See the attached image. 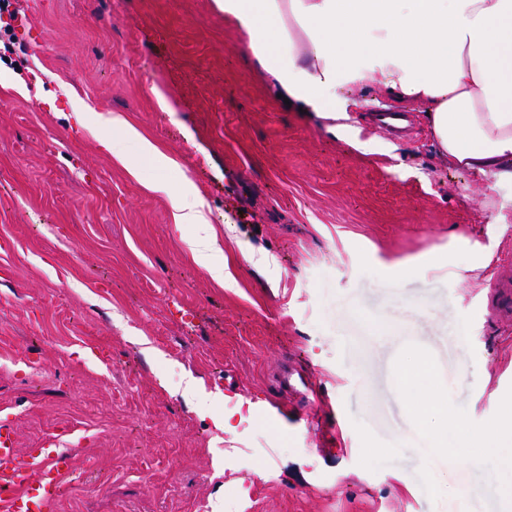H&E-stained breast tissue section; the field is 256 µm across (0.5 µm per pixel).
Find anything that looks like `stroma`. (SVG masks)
I'll return each mask as SVG.
<instances>
[{
  "mask_svg": "<svg viewBox=\"0 0 512 512\" xmlns=\"http://www.w3.org/2000/svg\"><path fill=\"white\" fill-rule=\"evenodd\" d=\"M12 8L0 411L22 454L72 430L58 512H512V329L481 307L512 277V187L486 197L450 166L422 105L409 139L369 132L371 88L340 131L293 111L215 0ZM97 112L171 167L112 154ZM186 180L226 283L174 222ZM286 359L315 375L318 425L271 382ZM190 375L232 432L185 398ZM404 380L436 404L413 413Z\"/></svg>",
  "mask_w": 512,
  "mask_h": 512,
  "instance_id": "1",
  "label": "stroma"
}]
</instances>
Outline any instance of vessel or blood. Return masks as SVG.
I'll return each instance as SVG.
<instances>
[{"instance_id":"1","label":"vessel or blood","mask_w":512,"mask_h":512,"mask_svg":"<svg viewBox=\"0 0 512 512\" xmlns=\"http://www.w3.org/2000/svg\"><path fill=\"white\" fill-rule=\"evenodd\" d=\"M368 113L375 126L389 135L407 121L406 113L385 106L370 107ZM484 306L490 320H511L512 280L491 283ZM48 445V450L20 456L13 422L0 416V512H56L64 476L74 462L72 456L59 452L57 436H50Z\"/></svg>"}]
</instances>
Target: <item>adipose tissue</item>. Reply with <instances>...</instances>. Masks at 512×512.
I'll return each instance as SVG.
<instances>
[{
	"label": "adipose tissue",
	"mask_w": 512,
	"mask_h": 512,
	"mask_svg": "<svg viewBox=\"0 0 512 512\" xmlns=\"http://www.w3.org/2000/svg\"><path fill=\"white\" fill-rule=\"evenodd\" d=\"M258 64L296 110L346 118L354 89L373 87L427 108L439 154L512 186V0H217ZM115 154L133 150L163 169L165 156L118 114L98 115ZM176 224L192 228L194 261L223 279L205 203L181 188Z\"/></svg>",
	"instance_id": "adipose-tissue-1"
}]
</instances>
